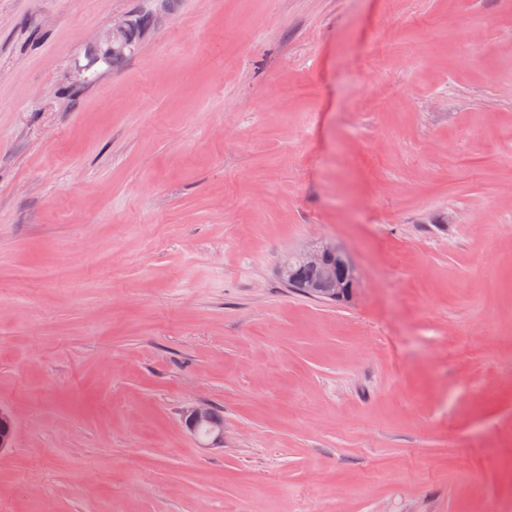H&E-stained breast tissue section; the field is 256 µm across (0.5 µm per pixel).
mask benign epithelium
Returning <instances> with one entry per match:
<instances>
[{
    "mask_svg": "<svg viewBox=\"0 0 512 512\" xmlns=\"http://www.w3.org/2000/svg\"><path fill=\"white\" fill-rule=\"evenodd\" d=\"M154 8L143 15L126 16L112 21V27L99 39L96 51L112 52L119 39L130 32L144 29V21L155 23L167 10L169 0H151ZM304 267L321 270L322 276L314 282H305L300 277ZM278 274L287 287L301 295L328 303L348 300L359 285L355 266L347 254L334 245L319 243L302 251L285 256L278 267ZM187 433L204 448H219L224 442V428L215 421L213 406L199 402L183 415ZM0 424L8 430L0 433V455L14 447L16 422L11 410L0 407Z\"/></svg>",
    "mask_w": 512,
    "mask_h": 512,
    "instance_id": "benign-epithelium-1",
    "label": "benign epithelium"
}]
</instances>
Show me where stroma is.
I'll return each mask as SVG.
<instances>
[{"mask_svg":"<svg viewBox=\"0 0 512 512\" xmlns=\"http://www.w3.org/2000/svg\"><path fill=\"white\" fill-rule=\"evenodd\" d=\"M149 7L0 0V512H512V0ZM153 2L154 8L143 15L126 16L118 20H113L112 27L99 39L98 44L94 47L96 51H105L111 53L114 45L119 39L130 32L139 30L140 32L145 28L144 20L147 19L150 25H153L159 20L161 15L167 10L169 0H149ZM303 267L321 270L322 276L306 283L300 277ZM278 274L288 288L301 295L328 303L346 302L358 288L359 277L347 254L334 245L319 243L285 256ZM215 415L224 426V416L207 402H199L187 409L183 415V424L187 433L198 441L203 448L223 447L224 428L215 421Z\"/></svg>","mask_w":512,"mask_h":512,"instance_id":"35a3bbf8","label":"stroma"}]
</instances>
